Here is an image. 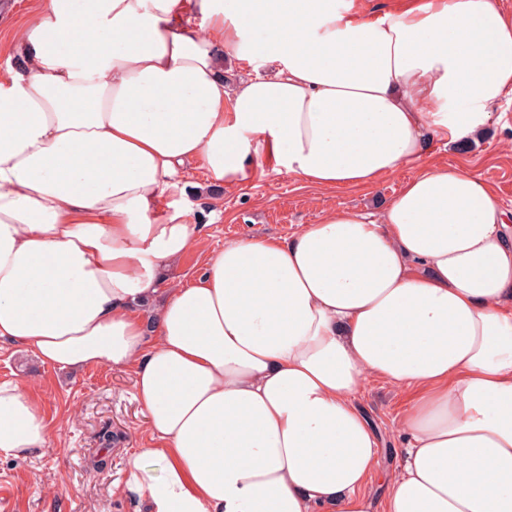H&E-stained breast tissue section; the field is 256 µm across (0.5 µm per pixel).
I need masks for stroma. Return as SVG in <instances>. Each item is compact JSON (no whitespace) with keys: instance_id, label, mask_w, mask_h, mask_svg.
<instances>
[{"instance_id":"1","label":"stroma","mask_w":512,"mask_h":512,"mask_svg":"<svg viewBox=\"0 0 512 512\" xmlns=\"http://www.w3.org/2000/svg\"><path fill=\"white\" fill-rule=\"evenodd\" d=\"M503 118L479 143L460 146L435 142L428 156L480 175L495 196L512 206V100L499 107ZM403 175L384 176L360 188L323 190L266 164L248 183L223 190L224 208L211 205L205 174L191 164L186 181L200 228V243L165 271L167 282L199 275L210 253L225 241L242 237L290 235L313 224L324 208L356 207L376 211L399 192ZM36 379L34 393L46 419L60 428L53 451L27 459L0 457V512H143L141 501L114 495L127 479V453L150 447L145 417L132 400L135 374L129 368L90 366L79 372L42 365L23 347L0 341V383ZM410 394L384 381L370 380L357 403L380 441L379 469L398 466L404 439L396 428ZM115 439L105 443L104 431Z\"/></svg>"}]
</instances>
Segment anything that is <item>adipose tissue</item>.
<instances>
[{"label": "adipose tissue", "mask_w": 512, "mask_h": 512, "mask_svg": "<svg viewBox=\"0 0 512 512\" xmlns=\"http://www.w3.org/2000/svg\"><path fill=\"white\" fill-rule=\"evenodd\" d=\"M0 78V340L61 370L127 367L146 512H373L366 378L411 390L384 512H512V210L425 160L512 96L499 0H34ZM268 72L255 70V63ZM321 188L409 170L378 215L198 243L188 161L267 160ZM31 382L0 383V456L50 451ZM162 463L150 467V460Z\"/></svg>", "instance_id": "adipose-tissue-1"}]
</instances>
